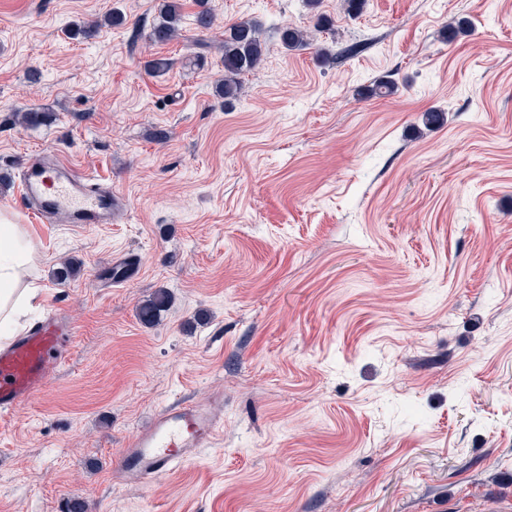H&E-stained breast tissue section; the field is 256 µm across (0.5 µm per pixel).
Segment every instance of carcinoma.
<instances>
[{"instance_id":"obj_1","label":"carcinoma","mask_w":512,"mask_h":512,"mask_svg":"<svg viewBox=\"0 0 512 512\" xmlns=\"http://www.w3.org/2000/svg\"><path fill=\"white\" fill-rule=\"evenodd\" d=\"M182 20V7L178 0H164L150 28L151 41L167 44L179 39ZM280 42L286 50H295L306 42L304 31L290 26L283 27L280 29ZM266 52V43L260 39L259 23L256 20L242 19L225 28L224 80L215 87L217 95L224 99V105L232 106L240 99L243 75L258 68ZM169 302L170 296L166 290H156L139 306L140 320L146 324L153 323Z\"/></svg>"}]
</instances>
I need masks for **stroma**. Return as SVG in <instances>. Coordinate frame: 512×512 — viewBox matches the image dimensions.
<instances>
[{
    "label": "stroma",
    "mask_w": 512,
    "mask_h": 512,
    "mask_svg": "<svg viewBox=\"0 0 512 512\" xmlns=\"http://www.w3.org/2000/svg\"><path fill=\"white\" fill-rule=\"evenodd\" d=\"M162 2L0 0V210L38 251L31 319L77 329L0 419V512H512V0H208L198 64L196 0L181 39L150 43ZM243 17L269 52L228 108L220 46ZM283 24L309 46L282 48ZM382 77L395 95L358 96ZM34 106L49 122L20 124ZM37 155L124 194L126 222L30 223L14 174ZM130 253L137 279L95 287ZM218 392L213 444L129 485L128 438ZM170 302V296L165 289L156 290L153 295L139 306V318L145 324H151L165 310Z\"/></svg>",
    "instance_id": "1"
}]
</instances>
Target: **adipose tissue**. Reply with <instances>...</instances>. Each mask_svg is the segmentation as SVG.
Instances as JSON below:
<instances>
[{"instance_id": "ef3b65f1", "label": "adipose tissue", "mask_w": 512, "mask_h": 512, "mask_svg": "<svg viewBox=\"0 0 512 512\" xmlns=\"http://www.w3.org/2000/svg\"><path fill=\"white\" fill-rule=\"evenodd\" d=\"M35 261V247L23 225L0 212V338L13 335L35 295L26 276Z\"/></svg>"}]
</instances>
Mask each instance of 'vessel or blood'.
Here are the masks:
<instances>
[{
	"label": "vessel or blood",
	"mask_w": 512,
	"mask_h": 512,
	"mask_svg": "<svg viewBox=\"0 0 512 512\" xmlns=\"http://www.w3.org/2000/svg\"><path fill=\"white\" fill-rule=\"evenodd\" d=\"M17 186L27 215L41 224H116L128 210L126 197L111 186L52 158L30 160L19 171ZM73 338V322L57 308L0 346L1 418L13 415L44 390L49 377L65 362ZM220 425L215 403L170 404L157 410L149 425L125 442L116 461L130 483L161 478L209 447Z\"/></svg>",
	"instance_id": "b4317fda"
}]
</instances>
